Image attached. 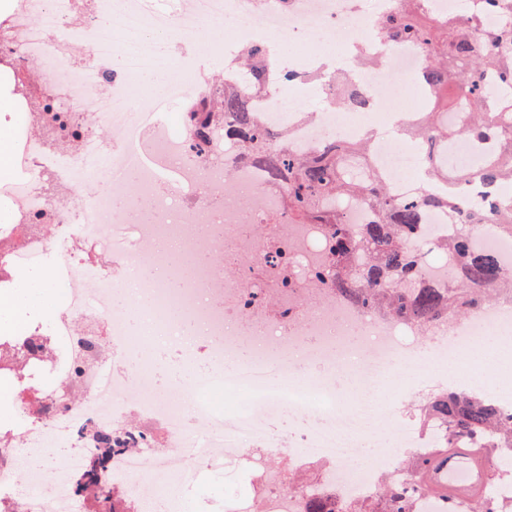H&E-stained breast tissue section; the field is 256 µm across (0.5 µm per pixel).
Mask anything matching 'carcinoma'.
Listing matches in <instances>:
<instances>
[{
    "mask_svg": "<svg viewBox=\"0 0 512 512\" xmlns=\"http://www.w3.org/2000/svg\"><path fill=\"white\" fill-rule=\"evenodd\" d=\"M484 22L473 5L439 19L423 9L420 0H398L394 11L375 21L378 35L389 44L416 43L426 57L420 84L429 106L421 112L415 133L428 145L424 167L428 177L446 173L448 142L466 137L482 157L480 169L454 171L459 178L479 177L485 191L460 200L453 189L436 193L423 186L416 198H396L379 176L356 178L351 166L366 156L364 143L329 141L309 155L274 149L275 133L262 127L254 101L281 84L279 65L262 45L251 44L237 56L236 68L245 81L214 80L188 105L197 114L191 126L196 147L210 128L228 123L237 139L241 163L264 165L283 185L288 221L321 224L329 240L327 277L336 291L382 316L426 328L445 317L462 318L483 303L512 292V275L504 274L490 253L470 244L467 227L495 220L492 229L512 236V196L499 193L512 183V14L495 27L494 36L475 41L472 30ZM353 197L375 212V219L359 229L332 208L336 198ZM440 208L463 225L443 250L448 253V282L439 288L421 283L423 250L412 244L428 209ZM421 427L434 419L441 436L435 447L409 458L404 477L384 484L381 506L373 512H408L406 486L428 492L449 509L490 512L491 484L512 459L498 457L497 449L512 444V416L501 413L496 400L477 391H437L412 409ZM134 427L89 424L80 431L96 447L84 472L73 483L74 492L93 503L97 512H134L117 489L107 485L104 473L116 446L126 443ZM450 460L466 468L463 483L445 481L441 470Z\"/></svg>",
    "mask_w": 512,
    "mask_h": 512,
    "instance_id": "carcinoma-1",
    "label": "carcinoma"
}]
</instances>
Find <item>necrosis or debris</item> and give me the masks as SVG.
Here are the masks:
<instances>
[{
    "mask_svg": "<svg viewBox=\"0 0 512 512\" xmlns=\"http://www.w3.org/2000/svg\"><path fill=\"white\" fill-rule=\"evenodd\" d=\"M392 0H182L176 13L152 0H17L0 24V58L13 60L48 85L38 113L28 115L16 163L23 189L9 195L15 223L0 226V295L19 280L50 273L67 301L48 323L0 336L11 351L0 381L13 389V426L0 427V512H84L70 490L93 454L78 437L89 423L134 421L144 438L112 454L108 476L136 512H169L188 477L220 459L255 454V489L247 512H304L306 501L333 496L347 505L375 506L382 476L403 471L410 454L431 447L437 427L401 428L388 445L377 425L375 394L392 390V406L409 393L431 390L434 372L455 365V388L491 369L489 390L512 413V299L482 306L467 321H439L426 334L425 357L404 343L414 328L384 318L339 295L326 278L328 247L318 224L283 219L285 191L256 165L234 163L236 143L194 148L190 135L171 137L153 121L162 95L188 99L202 89L195 57L182 58L162 84L148 89V62L172 45L210 43L218 31L249 35L273 49L291 43L299 56L288 72L312 80L319 58L301 55L311 42L333 47L354 93L367 98L354 111L327 102L308 118L298 102L272 91L257 98L264 126L285 130L289 151L302 153L328 139L367 140V168L400 198H412L419 147H406L405 112L382 111L424 67L418 46L367 43L374 61L352 68L350 56L377 12ZM114 27L120 41L100 33ZM126 139L108 151L102 130ZM54 146H47V139ZM81 146L68 152V141ZM181 185L157 194L162 170ZM282 220L267 224L268 216ZM250 234H241L242 225ZM91 241L121 263L109 280L81 255ZM150 321L162 339L202 341L209 361L201 403L186 384L158 388L155 353L139 344L134 317ZM108 335L105 360L86 344ZM34 336L58 350L41 362L25 358ZM119 375L110 392L98 387L102 363ZM295 423L276 436L280 408ZM69 445L62 464L53 448ZM316 466V480L285 485L280 460Z\"/></svg>",
    "mask_w": 512,
    "mask_h": 512,
    "instance_id": "1",
    "label": "necrosis or debris"
}]
</instances>
